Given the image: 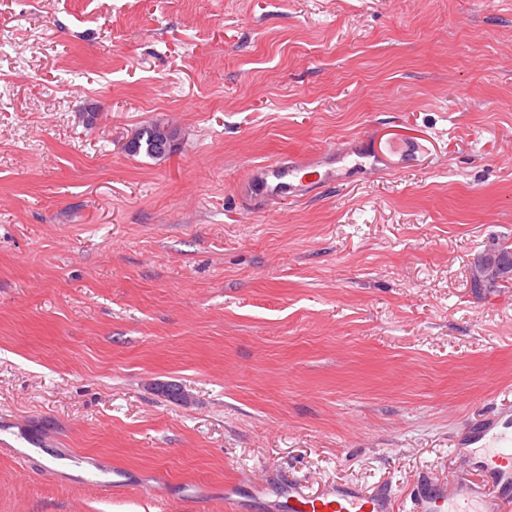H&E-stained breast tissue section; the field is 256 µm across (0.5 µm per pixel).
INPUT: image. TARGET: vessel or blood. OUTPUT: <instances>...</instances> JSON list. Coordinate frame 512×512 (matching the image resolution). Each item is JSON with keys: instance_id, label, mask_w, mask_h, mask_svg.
I'll use <instances>...</instances> for the list:
<instances>
[{"instance_id": "vessel-or-blood-1", "label": "vessel or blood", "mask_w": 512, "mask_h": 512, "mask_svg": "<svg viewBox=\"0 0 512 512\" xmlns=\"http://www.w3.org/2000/svg\"><path fill=\"white\" fill-rule=\"evenodd\" d=\"M246 177L252 197L273 204L303 197L333 173L313 161L279 159L251 168ZM476 442L475 450H454L459 475L452 484H422L413 498L415 512H512V425L489 430ZM474 472L490 478L491 488L474 483ZM254 493L267 497L269 512H393L388 494L350 484H331L316 495L297 483L275 490L261 484Z\"/></svg>"}]
</instances>
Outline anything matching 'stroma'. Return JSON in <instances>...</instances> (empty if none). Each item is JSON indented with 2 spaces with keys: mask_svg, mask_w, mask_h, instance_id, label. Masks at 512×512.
I'll list each match as a JSON object with an SVG mask.
<instances>
[{
  "mask_svg": "<svg viewBox=\"0 0 512 512\" xmlns=\"http://www.w3.org/2000/svg\"><path fill=\"white\" fill-rule=\"evenodd\" d=\"M155 121L175 152L127 155ZM363 145L269 212L240 185ZM492 237L512 0H0V512H224L262 475L409 512L512 420ZM487 248L478 257L479 264H474L472 271L473 288L479 291L493 292L498 288L500 282H508L512 279V267L508 271L499 268V255L509 253L512 256V247L501 244L498 240L492 239ZM511 274L510 276L508 274ZM508 275V277H506Z\"/></svg>",
  "mask_w": 512,
  "mask_h": 512,
  "instance_id": "stroma-1",
  "label": "stroma"
}]
</instances>
